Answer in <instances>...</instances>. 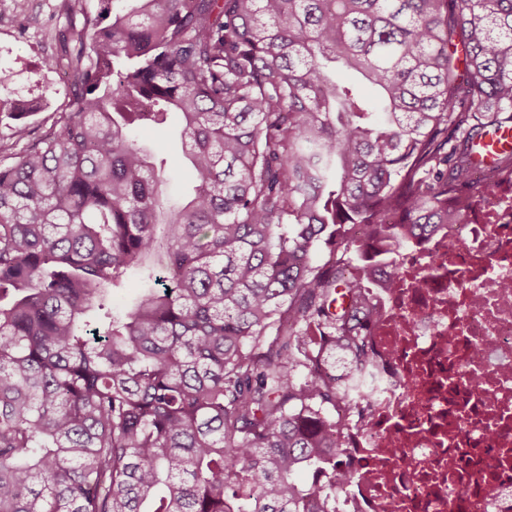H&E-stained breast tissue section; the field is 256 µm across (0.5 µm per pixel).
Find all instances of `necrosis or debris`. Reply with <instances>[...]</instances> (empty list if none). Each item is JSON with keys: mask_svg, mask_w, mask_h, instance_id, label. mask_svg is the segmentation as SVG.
<instances>
[{"mask_svg": "<svg viewBox=\"0 0 512 512\" xmlns=\"http://www.w3.org/2000/svg\"><path fill=\"white\" fill-rule=\"evenodd\" d=\"M370 295L377 395L343 420L336 512H512V185L398 256Z\"/></svg>", "mask_w": 512, "mask_h": 512, "instance_id": "necrosis-or-debris-1", "label": "necrosis or debris"}]
</instances>
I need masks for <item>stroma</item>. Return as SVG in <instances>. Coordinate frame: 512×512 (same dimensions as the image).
Wrapping results in <instances>:
<instances>
[{"mask_svg": "<svg viewBox=\"0 0 512 512\" xmlns=\"http://www.w3.org/2000/svg\"><path fill=\"white\" fill-rule=\"evenodd\" d=\"M82 23L81 15L66 11L64 0H0V94L37 101L40 112L26 117L32 135L47 130L56 115L64 111L71 96V85L63 75L48 66L59 32ZM178 116L168 126L136 129L137 139L160 150L166 160L167 191L178 196L194 184L178 145L170 134Z\"/></svg>", "mask_w": 512, "mask_h": 512, "instance_id": "obj_1", "label": "stroma"}]
</instances>
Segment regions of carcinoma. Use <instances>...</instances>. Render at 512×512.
<instances>
[{
  "label": "carcinoma",
  "mask_w": 512,
  "mask_h": 512,
  "mask_svg": "<svg viewBox=\"0 0 512 512\" xmlns=\"http://www.w3.org/2000/svg\"><path fill=\"white\" fill-rule=\"evenodd\" d=\"M100 2L67 0L51 130L0 102V512H328L371 279L491 193L473 148L512 112V0ZM171 112L178 204L132 137Z\"/></svg>",
  "instance_id": "1"
}]
</instances>
